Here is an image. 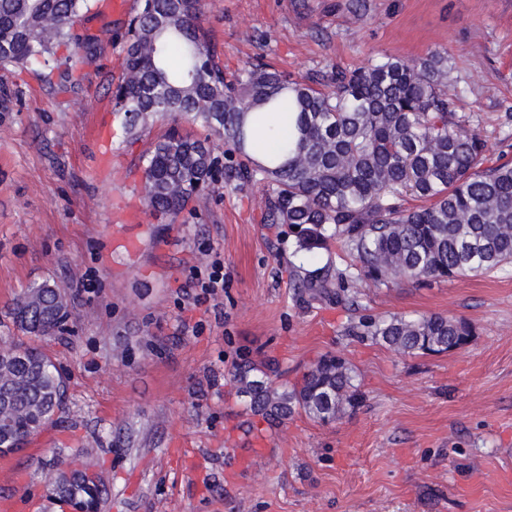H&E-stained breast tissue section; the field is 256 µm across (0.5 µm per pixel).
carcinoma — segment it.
Returning a JSON list of instances; mask_svg holds the SVG:
<instances>
[{"mask_svg": "<svg viewBox=\"0 0 512 512\" xmlns=\"http://www.w3.org/2000/svg\"><path fill=\"white\" fill-rule=\"evenodd\" d=\"M98 0H0V81L40 69L66 92L83 64L112 39L78 25ZM200 0H141L129 20L121 80L111 90L122 128L137 139L148 121L167 117L203 128H173L157 138L144 170L143 200L160 219H176L220 178L262 183L264 221L296 231V252L340 243L355 258L344 270L310 275L300 293L358 306L360 282L387 287L487 273L512 263V164H485V141L448 98V54L383 55L361 70L337 68L326 81L290 80L263 64L231 77L200 25ZM264 112L295 115L292 138L255 157L253 123ZM233 160L224 162V147ZM415 204L410 205L408 201ZM12 315L25 336L66 331V293L47 282L16 298ZM345 335L399 354L460 349L470 324L441 314L363 316ZM245 362L235 377L249 409L271 424L303 412L336 420L361 400L353 369L324 355L279 390ZM66 383L52 359L22 343L0 349V444L24 448L63 410ZM93 460L58 467L59 499L92 508Z\"/></svg>", "mask_w": 512, "mask_h": 512, "instance_id": "obj_1", "label": "carcinoma"}]
</instances>
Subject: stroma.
<instances>
[{
	"label": "stroma",
	"instance_id": "35a3bbf8",
	"mask_svg": "<svg viewBox=\"0 0 512 512\" xmlns=\"http://www.w3.org/2000/svg\"><path fill=\"white\" fill-rule=\"evenodd\" d=\"M55 92L32 73L0 90V344L11 307L35 283L68 294V329L38 345L62 369L67 405L22 452L0 456V512H76L49 473L76 449L96 454L98 512H512V264L445 282L361 283L358 310L298 299L299 272L340 269V245L296 254L268 224L263 185H216L161 224L142 199L152 138H126L108 84L119 79L129 15ZM227 75L261 58L294 80L367 66L385 54L448 53V95L486 141L487 164L512 162V0H202ZM111 132L99 165L94 124ZM224 262L215 307L182 287ZM97 294L82 291L85 275ZM439 313L473 327L466 347L403 355L344 334L360 316ZM202 323L199 335L185 323ZM349 362L360 404L323 424L299 413L271 427L245 410L236 368L276 363L297 381L325 354Z\"/></svg>",
	"mask_w": 512,
	"mask_h": 512
}]
</instances>
